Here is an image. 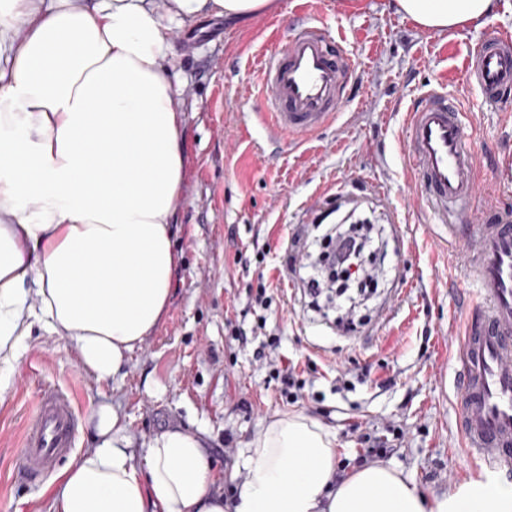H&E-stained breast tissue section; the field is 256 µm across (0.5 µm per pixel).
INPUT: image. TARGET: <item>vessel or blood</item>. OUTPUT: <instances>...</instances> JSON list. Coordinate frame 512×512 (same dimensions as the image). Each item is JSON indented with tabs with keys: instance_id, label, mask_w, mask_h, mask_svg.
I'll use <instances>...</instances> for the list:
<instances>
[{
	"instance_id": "obj_1",
	"label": "vessel or blood",
	"mask_w": 512,
	"mask_h": 512,
	"mask_svg": "<svg viewBox=\"0 0 512 512\" xmlns=\"http://www.w3.org/2000/svg\"><path fill=\"white\" fill-rule=\"evenodd\" d=\"M356 69L354 58L323 27L298 24L284 50L273 52L262 72V112L270 136L304 140L333 123ZM466 71L493 112L512 110V33L475 45ZM406 149L414 177L447 226L453 242H467L474 283L463 328L455 338L457 422L464 448L485 485L512 473V207L485 208L479 223L465 220L460 203L481 187L476 156L459 107L423 97L407 114ZM78 411L56 387L41 392L21 448L31 481H39L74 446Z\"/></svg>"
}]
</instances>
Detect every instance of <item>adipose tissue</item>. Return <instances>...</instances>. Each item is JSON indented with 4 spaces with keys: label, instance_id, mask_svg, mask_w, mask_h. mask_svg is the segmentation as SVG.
Wrapping results in <instances>:
<instances>
[{
    "label": "adipose tissue",
    "instance_id": "adipose-tissue-1",
    "mask_svg": "<svg viewBox=\"0 0 512 512\" xmlns=\"http://www.w3.org/2000/svg\"><path fill=\"white\" fill-rule=\"evenodd\" d=\"M272 0H0V403L34 329L97 383L162 321L178 257L183 109L172 41L206 16ZM423 28L494 16L499 0H391ZM91 445L51 483L49 512H512V488L428 496L382 460L338 475L336 435L276 414L249 443L232 505L202 436L138 443L100 404ZM144 455H137V445Z\"/></svg>",
    "mask_w": 512,
    "mask_h": 512
}]
</instances>
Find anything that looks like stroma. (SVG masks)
<instances>
[{
	"label": "stroma",
	"mask_w": 512,
	"mask_h": 512,
	"mask_svg": "<svg viewBox=\"0 0 512 512\" xmlns=\"http://www.w3.org/2000/svg\"><path fill=\"white\" fill-rule=\"evenodd\" d=\"M277 2L275 11L242 23L209 17L175 40L186 175L171 226L179 262L167 312L102 384L81 372L63 340L27 339L23 371L0 404V512H48L46 482H30L20 459L27 422L47 386L66 390L79 411L77 448L89 444V411L105 402L120 409L139 439L173 425L203 434L218 482L232 481L248 443L287 406L266 385L258 340L239 342L231 329L253 326L250 290L258 275H271L281 244L299 225L322 217L336 224L351 213L383 226L392 267L385 288L357 310L364 326L342 333L291 292L276 297L267 315L268 329L281 337L277 356L316 358L309 379L325 399L302 410L322 418L350 461L358 444L346 423L361 422L373 435L400 424L405 438L388 460L426 494L454 495L478 483L455 425L451 345L472 283L421 195L404 125L427 92L454 98L472 126L482 187L468 210L512 206V181L497 167L512 154V119L486 110L464 69L471 45L512 31V0H502L496 16L442 35L396 13L390 0ZM303 20L327 25L358 69L335 122L298 145L270 138L258 112L266 58ZM259 243L270 246L261 266ZM342 372L351 386L337 393Z\"/></svg>",
	"instance_id": "35a3bbf8"
}]
</instances>
